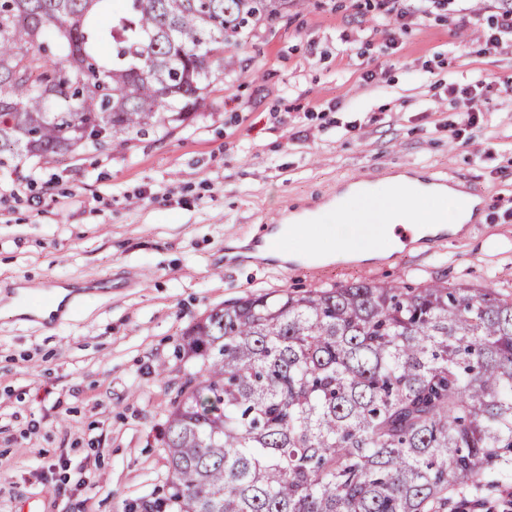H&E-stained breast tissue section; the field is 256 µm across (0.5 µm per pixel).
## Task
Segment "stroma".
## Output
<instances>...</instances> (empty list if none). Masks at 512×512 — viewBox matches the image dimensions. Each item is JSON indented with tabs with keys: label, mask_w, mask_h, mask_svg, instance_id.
Listing matches in <instances>:
<instances>
[{
	"label": "stroma",
	"mask_w": 512,
	"mask_h": 512,
	"mask_svg": "<svg viewBox=\"0 0 512 512\" xmlns=\"http://www.w3.org/2000/svg\"><path fill=\"white\" fill-rule=\"evenodd\" d=\"M377 4L298 0L244 33L189 125L0 169V512H146L166 411L196 370L177 350L212 309L362 281L512 299V43L479 55L451 0L393 38ZM475 79L490 110L460 145L467 102L448 85ZM405 165L467 184L482 221L371 265L259 256L267 221L364 172L388 189ZM63 284L78 296L55 328L5 307Z\"/></svg>",
	"instance_id": "1"
}]
</instances>
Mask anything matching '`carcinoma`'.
Listing matches in <instances>:
<instances>
[{"label":"carcinoma","instance_id":"obj_1","mask_svg":"<svg viewBox=\"0 0 512 512\" xmlns=\"http://www.w3.org/2000/svg\"><path fill=\"white\" fill-rule=\"evenodd\" d=\"M294 0H0V167L194 119ZM149 512H457L512 476V301L367 282L215 308Z\"/></svg>","mask_w":512,"mask_h":512}]
</instances>
